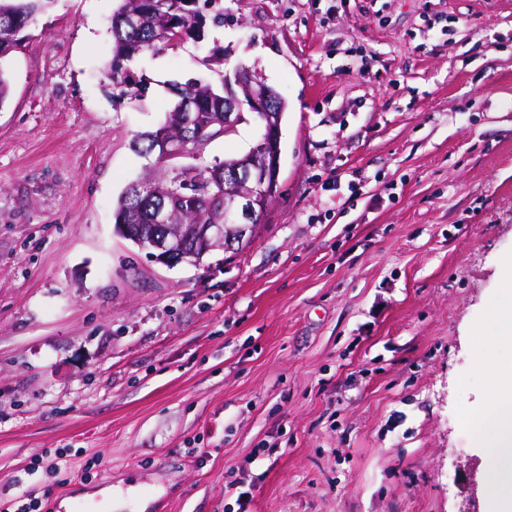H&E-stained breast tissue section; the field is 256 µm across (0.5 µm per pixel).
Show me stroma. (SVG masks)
<instances>
[{
	"label": "stroma",
	"mask_w": 512,
	"mask_h": 512,
	"mask_svg": "<svg viewBox=\"0 0 512 512\" xmlns=\"http://www.w3.org/2000/svg\"><path fill=\"white\" fill-rule=\"evenodd\" d=\"M222 4L129 63L133 96L117 0H55L5 63L0 512L132 487L147 512H484L512 0ZM241 65L288 103L278 192L248 247L167 267L114 229L131 144Z\"/></svg>",
	"instance_id": "obj_1"
}]
</instances>
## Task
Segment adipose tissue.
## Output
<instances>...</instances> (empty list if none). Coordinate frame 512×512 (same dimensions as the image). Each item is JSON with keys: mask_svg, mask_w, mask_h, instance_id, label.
Returning a JSON list of instances; mask_svg holds the SVG:
<instances>
[{"mask_svg": "<svg viewBox=\"0 0 512 512\" xmlns=\"http://www.w3.org/2000/svg\"><path fill=\"white\" fill-rule=\"evenodd\" d=\"M490 405L480 439L488 452L487 512H512V360L490 370Z\"/></svg>", "mask_w": 512, "mask_h": 512, "instance_id": "ef3b65f1", "label": "adipose tissue"}]
</instances>
